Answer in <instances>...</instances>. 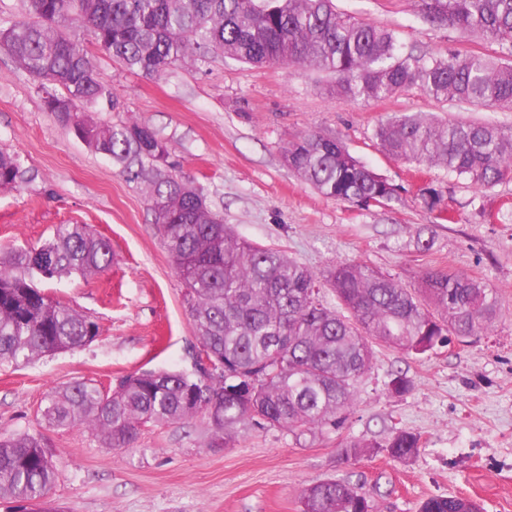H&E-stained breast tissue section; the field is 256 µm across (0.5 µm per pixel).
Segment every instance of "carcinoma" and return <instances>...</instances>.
<instances>
[{
    "instance_id": "1",
    "label": "carcinoma",
    "mask_w": 512,
    "mask_h": 512,
    "mask_svg": "<svg viewBox=\"0 0 512 512\" xmlns=\"http://www.w3.org/2000/svg\"><path fill=\"white\" fill-rule=\"evenodd\" d=\"M427 20L495 42L512 52V0H419ZM26 17L0 24V48L45 90L48 112H63L88 147L112 159L146 195L154 224L183 284L199 354L212 362L195 377L144 370L110 391L81 382L57 389L42 410L51 426L83 425L108 447L129 448L148 423L186 421L201 413L229 442L230 429L258 418L296 436L336 428L354 406V388L377 348L424 355L456 337L488 334L502 314L496 290L474 276L427 271L407 288L367 265L341 263L324 278L284 252L239 238L206 190L176 173L164 141L145 124L109 125L86 113L111 103L88 51L94 44L130 70L161 76L214 54L255 65L299 64L334 75L331 91L384 100L416 86L437 100L512 106V64L454 50L417 52L394 30L336 9L333 0H20ZM374 138L390 158L435 167L482 187L512 182V128L489 123L395 115ZM288 168L327 199L360 209L381 207L398 188L353 156L334 136L308 131L283 147ZM17 155L0 152V189L23 180ZM431 213L442 196L418 193ZM112 246L84 224H61L37 250L0 254V362L79 347L99 335L85 315L51 301L35 276L101 275ZM328 290L339 302L325 301ZM403 373L388 391L404 395ZM420 434L394 429L385 444L351 441L341 456L385 448L407 461ZM55 475L41 438H0V499L20 512H60L48 500ZM301 512H377L345 480H321L299 495ZM420 512H481L477 502L431 497Z\"/></svg>"
}]
</instances>
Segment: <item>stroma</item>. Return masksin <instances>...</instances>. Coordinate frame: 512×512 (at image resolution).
Listing matches in <instances>:
<instances>
[{
    "instance_id": "35a3bbf8",
    "label": "stroma",
    "mask_w": 512,
    "mask_h": 512,
    "mask_svg": "<svg viewBox=\"0 0 512 512\" xmlns=\"http://www.w3.org/2000/svg\"><path fill=\"white\" fill-rule=\"evenodd\" d=\"M335 3L434 55L512 57L497 44L430 23L418 0ZM94 56L116 102L94 120L147 124L240 237L284 251L318 277L346 261L405 286L429 270L467 273L498 291L503 315L491 335L428 355L379 349L336 430L298 437L248 420L224 447L214 445V428L200 415L147 425L133 447L114 450L84 426H48L42 410L52 390L75 382L106 389L148 369L194 375L197 348L183 284L144 193L110 158L92 152L73 125L46 112L38 81L0 50V149L17 154L25 170L16 189L0 190V249L39 246L58 225L86 224L115 254L105 274L41 283L52 300L98 323L93 341L0 363V436H43L56 464L51 502L63 512H300L302 487L334 478L356 485L378 512H419L427 498L448 495L474 499L484 512H512V182L484 188L437 168L418 171L388 159L373 137L381 120L398 113L507 127L512 110L441 102L415 87L355 101L331 93L330 77L298 65L216 57L150 77L125 70L106 52ZM308 130L340 139L400 186L398 198L362 210L320 195L282 158L285 142ZM427 183L441 191L452 221L424 208L418 190ZM420 238L428 249L418 248ZM399 371L413 382L402 396L387 389ZM396 428L421 436L410 461L382 450L342 458L344 443H382Z\"/></svg>"
}]
</instances>
